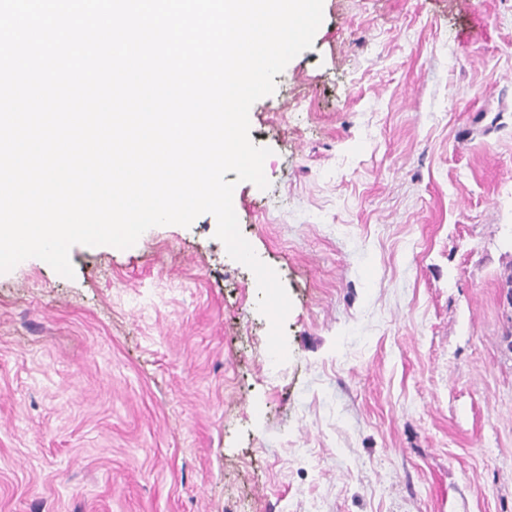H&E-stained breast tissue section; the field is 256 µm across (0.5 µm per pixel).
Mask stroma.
Here are the masks:
<instances>
[{
  "mask_svg": "<svg viewBox=\"0 0 512 512\" xmlns=\"http://www.w3.org/2000/svg\"><path fill=\"white\" fill-rule=\"evenodd\" d=\"M213 215L0 273V512H512V0H324Z\"/></svg>",
  "mask_w": 512,
  "mask_h": 512,
  "instance_id": "stroma-1",
  "label": "stroma"
}]
</instances>
